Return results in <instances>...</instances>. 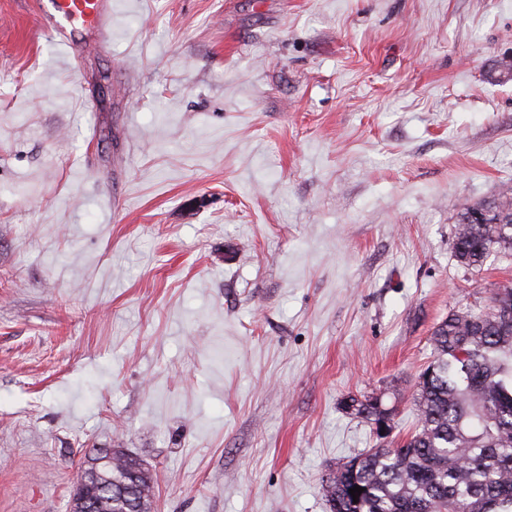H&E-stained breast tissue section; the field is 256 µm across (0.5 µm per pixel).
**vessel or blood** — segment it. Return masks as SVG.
<instances>
[{
  "instance_id": "b4317fda",
  "label": "vessel or blood",
  "mask_w": 512,
  "mask_h": 512,
  "mask_svg": "<svg viewBox=\"0 0 512 512\" xmlns=\"http://www.w3.org/2000/svg\"><path fill=\"white\" fill-rule=\"evenodd\" d=\"M36 13L57 45L79 47L83 33L97 42L112 40V0H37Z\"/></svg>"
}]
</instances>
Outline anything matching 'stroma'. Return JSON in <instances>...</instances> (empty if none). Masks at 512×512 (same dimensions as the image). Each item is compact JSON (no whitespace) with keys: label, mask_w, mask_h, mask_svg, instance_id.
<instances>
[{"label":"stroma","mask_w":512,"mask_h":512,"mask_svg":"<svg viewBox=\"0 0 512 512\" xmlns=\"http://www.w3.org/2000/svg\"><path fill=\"white\" fill-rule=\"evenodd\" d=\"M512 0H113L56 46L0 0V512H69L125 448L153 512H328L449 314L512 287L454 256L512 191ZM345 409L350 415L360 418L370 423L375 430V424L381 414H386L393 420L394 405L391 407L383 403V396H362L360 398H351L346 403Z\"/></svg>","instance_id":"35a3bbf8"}]
</instances>
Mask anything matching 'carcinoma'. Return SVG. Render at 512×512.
I'll use <instances>...</instances> for the list:
<instances>
[{
    "label": "carcinoma",
    "instance_id": "1",
    "mask_svg": "<svg viewBox=\"0 0 512 512\" xmlns=\"http://www.w3.org/2000/svg\"><path fill=\"white\" fill-rule=\"evenodd\" d=\"M511 249V196L461 213L455 253L463 266L479 270ZM430 346L432 361L414 384L415 430L395 448L337 463L322 480L329 512H512V288L448 316ZM345 409L372 425L394 416L381 396L352 398ZM109 476L112 487L125 486L126 512H152L153 477L138 457L115 449ZM356 485L364 491L355 503Z\"/></svg>",
    "mask_w": 512,
    "mask_h": 512
}]
</instances>
